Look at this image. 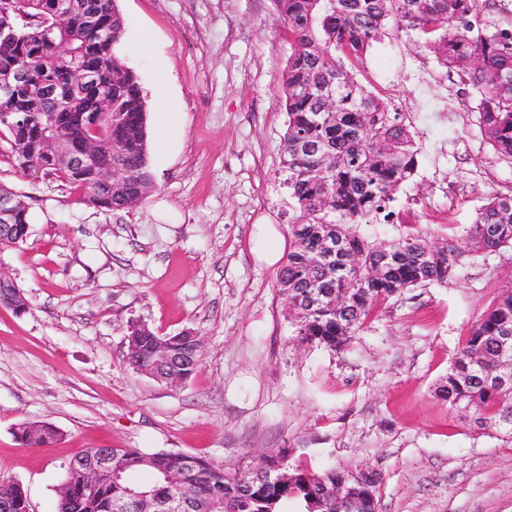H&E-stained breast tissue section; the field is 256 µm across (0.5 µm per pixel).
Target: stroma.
<instances>
[{
  "mask_svg": "<svg viewBox=\"0 0 512 512\" xmlns=\"http://www.w3.org/2000/svg\"><path fill=\"white\" fill-rule=\"evenodd\" d=\"M121 56L156 112L181 114L165 148L149 143L153 186L108 211L52 178L22 177L0 134V184L25 195V244L0 247L27 299L0 305V481L30 512H57L70 461L88 448L184 452L254 468L290 447L317 470L382 475L380 512H512V441L477 433L434 394L472 324L512 289V249L481 252L442 284L390 300L344 349L299 343L277 265L254 252L260 226L288 239L296 218L280 172L282 73L290 53L274 0H117ZM354 72L402 112L423 151L375 242L464 239L488 198L512 194L455 71L416 33L389 29ZM194 329L202 361L168 386L125 360L130 324ZM59 440L23 446L25 422Z\"/></svg>",
  "mask_w": 512,
  "mask_h": 512,
  "instance_id": "35a3bbf8",
  "label": "stroma"
}]
</instances>
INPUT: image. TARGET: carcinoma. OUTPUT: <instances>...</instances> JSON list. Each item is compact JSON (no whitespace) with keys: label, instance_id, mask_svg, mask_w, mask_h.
Wrapping results in <instances>:
<instances>
[{"label":"carcinoma","instance_id":"1","mask_svg":"<svg viewBox=\"0 0 512 512\" xmlns=\"http://www.w3.org/2000/svg\"><path fill=\"white\" fill-rule=\"evenodd\" d=\"M57 0H0V79L18 70L27 78L0 114L26 113L14 131L0 124L22 176L52 177L84 192L105 210H129L143 199L137 187L152 186L147 109L136 74L116 49L126 29L116 0H83L84 9L58 15ZM291 41L283 74L288 120L280 162L292 206L286 260L276 281L288 297L287 318L296 339L333 351L347 346L368 319L390 299L420 285L444 283L457 266L480 252L512 248V195L494 196L470 225L465 240L431 243L407 235L386 244L371 242L360 224L389 222L388 203L418 166L421 147L388 104L357 82L352 68L389 24L418 33L461 83L477 94L478 123L495 152L512 160V28L483 26L481 11L492 0H275ZM65 42L72 56L61 60L53 43ZM94 73L83 87L80 71ZM112 100L100 117L99 102ZM75 140H98L102 156L119 161L133 184L108 182L94 168L74 171L49 150L50 129ZM17 231L8 245L27 241L29 207L15 212ZM160 335L145 324L129 326L126 360L151 367ZM512 290L500 295L473 324L435 396L460 412L470 428L494 430L512 441ZM173 364L164 375L175 381L197 357L181 331L170 336ZM58 430L46 422L26 423L18 439L26 446L54 443ZM121 477L92 493L81 487L80 471L67 469L68 497L58 512H162L169 502H191L193 512H281L295 501L303 512H379L382 476L375 470L333 468L317 472L293 459L292 449L266 455L263 469L216 467L190 454L138 448L112 449ZM180 480L172 484L167 473ZM151 474L139 483L133 477Z\"/></svg>","mask_w":512,"mask_h":512}]
</instances>
